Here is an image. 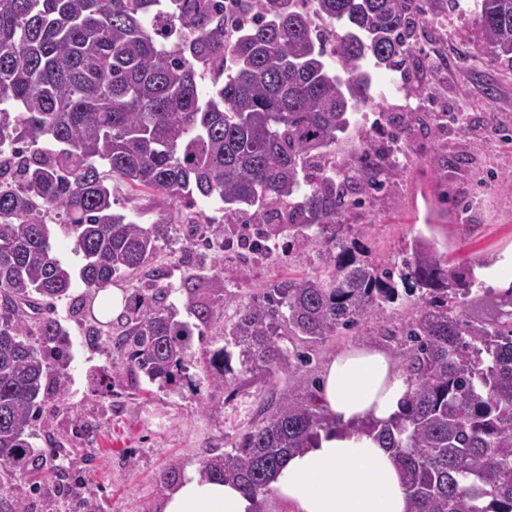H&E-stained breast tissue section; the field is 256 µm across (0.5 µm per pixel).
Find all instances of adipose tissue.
<instances>
[{"mask_svg": "<svg viewBox=\"0 0 512 512\" xmlns=\"http://www.w3.org/2000/svg\"><path fill=\"white\" fill-rule=\"evenodd\" d=\"M408 394V384L384 351L360 346L336 353L321 377V398L334 426L272 473V499L286 512H411L394 456L362 428L366 422L394 420ZM258 510L256 499L237 484L205 479L191 468L157 512Z\"/></svg>", "mask_w": 512, "mask_h": 512, "instance_id": "1", "label": "adipose tissue"}]
</instances>
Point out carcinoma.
Wrapping results in <instances>:
<instances>
[{
	"label": "carcinoma",
	"mask_w": 512,
	"mask_h": 512,
	"mask_svg": "<svg viewBox=\"0 0 512 512\" xmlns=\"http://www.w3.org/2000/svg\"><path fill=\"white\" fill-rule=\"evenodd\" d=\"M452 9L475 54L512 72V0H0V472L37 466L31 428L65 383L71 341L54 301L76 278L95 299L167 236L169 220L113 212L114 179L188 208L217 197L225 243L252 229L253 255L288 238L318 248L319 262L240 304L219 275L202 288L190 274L192 323L167 303L171 289L138 288L107 329L88 326L89 342L112 338L130 371L170 383L215 306L233 304L204 374L222 388L231 375H273L289 358L284 336L314 344L414 296L398 365L408 398L369 430L396 458L413 512H512V288L448 266L423 238L373 258L347 223L392 188L404 113H387L384 140L360 133L350 164L333 157L353 114L375 101L364 63L422 68L414 38ZM316 16L342 31L331 53ZM417 116L432 134L444 117L465 136L476 126L457 113ZM51 212L58 223H47ZM56 229L73 239L78 270L54 256ZM480 300L498 316L462 311ZM332 427L318 391L282 393L201 475L264 499L285 457Z\"/></svg>",
	"instance_id": "obj_1"
}]
</instances>
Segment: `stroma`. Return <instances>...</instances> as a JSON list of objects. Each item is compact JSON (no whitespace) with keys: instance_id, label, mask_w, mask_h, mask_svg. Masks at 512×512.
I'll use <instances>...</instances> for the list:
<instances>
[{"instance_id":"1","label":"stroma","mask_w":512,"mask_h":512,"mask_svg":"<svg viewBox=\"0 0 512 512\" xmlns=\"http://www.w3.org/2000/svg\"><path fill=\"white\" fill-rule=\"evenodd\" d=\"M465 29L464 19L454 14L447 27L430 31L419 41L425 54L448 60L435 93L419 109L452 112L464 101L471 115L487 112L491 119L477 139L451 130L434 136L415 130L404 136L403 163L394 171L393 189L367 200L363 209L365 240L373 256H394L416 236L431 240L439 254L454 264L468 261L479 267L512 252V143L504 140L505 130H512V74L488 69L475 59ZM486 77L497 81V94L491 100L482 91ZM407 100L401 92L379 96L374 106L354 114L356 130L337 149V162H348L358 151L360 131L385 136V113L403 111ZM457 152L468 154L470 164L448 170L437 167V155ZM113 192L114 212L128 219L141 224L174 219L150 264L168 268L170 300L181 305L180 283L194 270L186 244L195 234L216 244L223 240L220 203L198 199L196 209L207 222L196 233L177 220L184 202L135 193L121 183L114 184ZM276 253L274 261L263 257L245 261L217 248L209 256L216 259L225 284L244 300L282 275L310 272L318 258L313 247L282 245ZM85 294V286L74 282L70 298L54 305L56 317L70 333L71 362L64 398L45 399L42 422L32 428L31 442L42 450L46 465L37 490L24 500L25 512H84L82 502L90 495L98 512H156L168 490L161 475L169 467L199 466L223 453L225 443L248 428L264 398L310 390L338 351L369 345L398 357L400 346L390 332L410 320L418 307L416 301L406 302L311 347L296 338L287 340L290 352H308L310 365L282 366L273 376L214 389L204 381L203 369L211 351L224 345L228 308L216 307L209 328L194 336L185 353L176 383L167 385L130 373L108 338L87 342V323L72 312L74 300Z\"/></svg>"}]
</instances>
